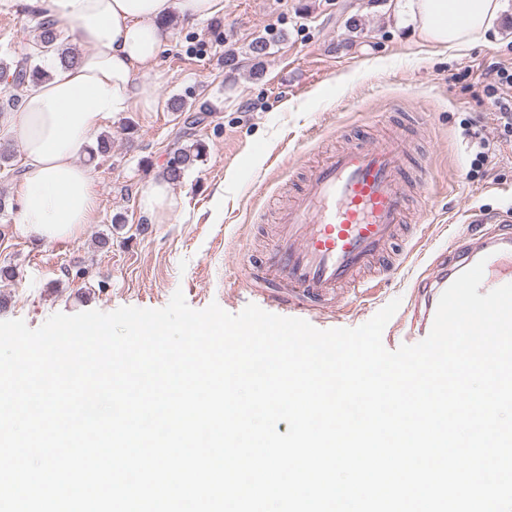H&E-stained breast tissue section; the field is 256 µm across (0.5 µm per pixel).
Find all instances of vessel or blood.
<instances>
[{
	"label": "vessel or blood",
	"instance_id": "b4317fda",
	"mask_svg": "<svg viewBox=\"0 0 512 512\" xmlns=\"http://www.w3.org/2000/svg\"><path fill=\"white\" fill-rule=\"evenodd\" d=\"M431 183L427 170L410 173L399 133L322 154L278 212L272 241L249 263L244 285L288 310H332L345 288L371 294L365 271L391 276L407 262L408 252L392 244L411 221L413 195H429ZM453 252L418 279L429 294L410 335L429 334L441 294L477 262L494 286L512 283V231H480L456 240Z\"/></svg>",
	"mask_w": 512,
	"mask_h": 512
}]
</instances>
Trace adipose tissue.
I'll return each instance as SVG.
<instances>
[{"label": "adipose tissue", "instance_id": "adipose-tissue-1", "mask_svg": "<svg viewBox=\"0 0 512 512\" xmlns=\"http://www.w3.org/2000/svg\"><path fill=\"white\" fill-rule=\"evenodd\" d=\"M84 52L70 67L23 94L0 115V135L21 145L23 172L17 227L46 243L91 223L99 193L81 162L87 145L113 115L155 111L150 72L170 32L173 13L195 20L217 13L222 0H34ZM398 13L421 38L447 50L488 43L504 0H397Z\"/></svg>", "mask_w": 512, "mask_h": 512}]
</instances>
